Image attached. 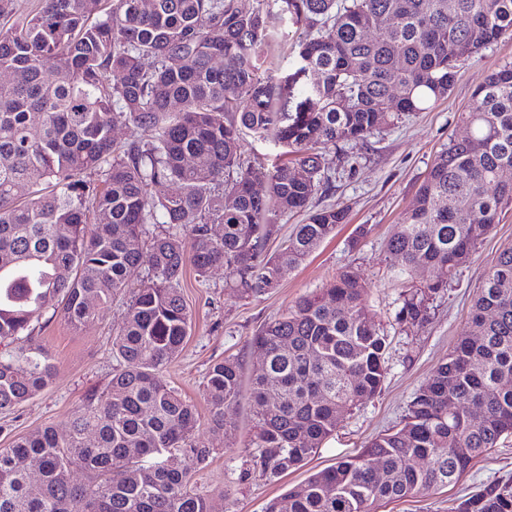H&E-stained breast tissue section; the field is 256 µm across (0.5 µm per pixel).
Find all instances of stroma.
<instances>
[{"label":"stroma","instance_id":"1","mask_svg":"<svg viewBox=\"0 0 512 512\" xmlns=\"http://www.w3.org/2000/svg\"><path fill=\"white\" fill-rule=\"evenodd\" d=\"M507 62H512L509 35L480 56L461 63L448 96L432 109L403 116L396 126L350 149L347 162L336 167L331 190L314 199L318 207H347L348 223L288 272L276 290L241 299L226 288L223 269L211 270L201 278L194 268H187L181 293L193 313V326L182 353L166 369L165 378L197 409L200 421L191 439L215 450L207 466L195 473L199 491L210 498L211 512H264L271 498L355 453L370 438L396 425L464 332L484 274L498 254L512 246V207L502 212L498 224L431 301L429 318L420 327H402L394 321L404 284L386 242L394 225L413 207L435 154L449 139L464 134L461 114L476 89L488 74ZM360 224L367 225L369 233L355 244L351 238ZM346 267L363 279L366 303L388 335L383 388L366 404L342 416L334 435L303 467L278 480L258 475L241 480L250 454L249 405L244 401L239 404L235 434L210 432L205 424L209 414L204 393L206 373L228 355L237 356L245 373H252L262 360L251 342L256 330L285 312L299 297L329 285L336 272ZM125 309V298H118L93 322L78 329L58 315L42 319L34 336L52 354L56 370L47 387L16 411L0 414V448L45 426L66 432L84 397L104 388L112 378L118 365L112 354V337ZM509 477L512 436L502 438L494 451L475 460L455 484L387 504L379 512H457L462 498Z\"/></svg>","mask_w":512,"mask_h":512}]
</instances>
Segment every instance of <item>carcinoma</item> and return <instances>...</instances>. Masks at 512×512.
I'll return each mask as SVG.
<instances>
[{
    "mask_svg": "<svg viewBox=\"0 0 512 512\" xmlns=\"http://www.w3.org/2000/svg\"><path fill=\"white\" fill-rule=\"evenodd\" d=\"M142 2L34 0L19 13L0 0V413L54 375L33 336L48 308L79 328L148 263L112 338L119 367L108 386L84 399L66 434L47 426L0 448V512H210L193 473L216 449L189 441L197 410L164 377L191 329L187 265L202 278L224 268L240 298L279 287L348 221L344 207L312 206L330 179L325 149L363 145L431 109L461 62L512 33V0H257L248 11L238 0ZM290 23L304 36L286 68L274 47ZM461 119L468 137L436 155L386 244L406 280L395 322L407 328L427 321L443 288L426 270L453 277L512 204V184L498 180L512 168L511 63ZM118 121L144 136L118 145ZM248 137L279 149L271 167L246 155ZM294 212L304 222L268 252ZM150 224L163 230L146 253ZM364 295L359 275L342 270L258 329L263 361L249 379L235 357L210 366L212 431H237L249 387L255 452L244 477L304 466L341 414L381 391L387 336ZM511 434L512 247L399 425L264 512H376L456 482ZM413 457L427 465L413 468ZM76 469L91 479L73 481ZM458 512H512V481L484 486Z\"/></svg>",
    "mask_w": 512,
    "mask_h": 512,
    "instance_id": "obj_1",
    "label": "carcinoma"
}]
</instances>
